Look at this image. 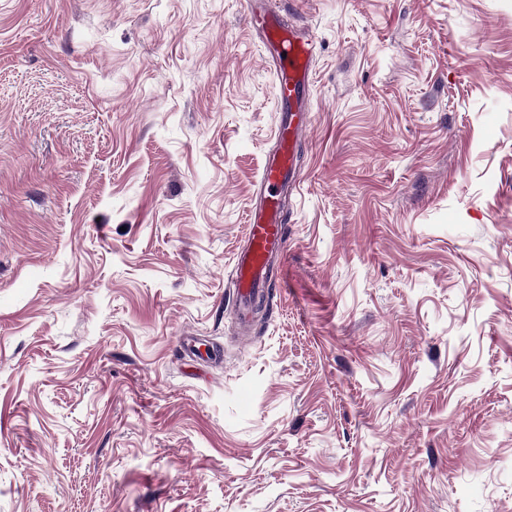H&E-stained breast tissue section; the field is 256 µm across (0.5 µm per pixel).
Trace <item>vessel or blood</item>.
<instances>
[{
  "instance_id": "vessel-or-blood-1",
  "label": "vessel or blood",
  "mask_w": 512,
  "mask_h": 512,
  "mask_svg": "<svg viewBox=\"0 0 512 512\" xmlns=\"http://www.w3.org/2000/svg\"><path fill=\"white\" fill-rule=\"evenodd\" d=\"M248 23L261 35L277 79L280 104H288L294 93L309 84L313 75L314 46L310 38L283 25L278 15L250 12ZM308 121L286 119L275 133L277 149L267 156L258 179L257 199L251 207L232 270L235 308L241 328H248L252 304L266 291L268 264L287 252L288 235L284 226L281 193L295 172L296 150L309 132Z\"/></svg>"
}]
</instances>
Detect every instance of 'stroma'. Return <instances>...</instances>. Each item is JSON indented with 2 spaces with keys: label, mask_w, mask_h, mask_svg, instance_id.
<instances>
[{
  "label": "stroma",
  "mask_w": 512,
  "mask_h": 512,
  "mask_svg": "<svg viewBox=\"0 0 512 512\" xmlns=\"http://www.w3.org/2000/svg\"><path fill=\"white\" fill-rule=\"evenodd\" d=\"M0 414V512H512V0H0ZM247 21L261 34L265 51L274 66L278 100L282 107L287 106L293 94L309 85L312 78L313 42L294 28L283 25L273 13L251 11ZM283 52L286 57H282ZM293 116L276 129L277 150L266 156L257 182V199L248 213L243 244L235 257L233 294L242 333L248 332L253 300L266 291L270 259L287 252L281 193L284 185L292 182L297 147L311 128L307 120L295 123Z\"/></svg>",
  "instance_id": "obj_1"
}]
</instances>
